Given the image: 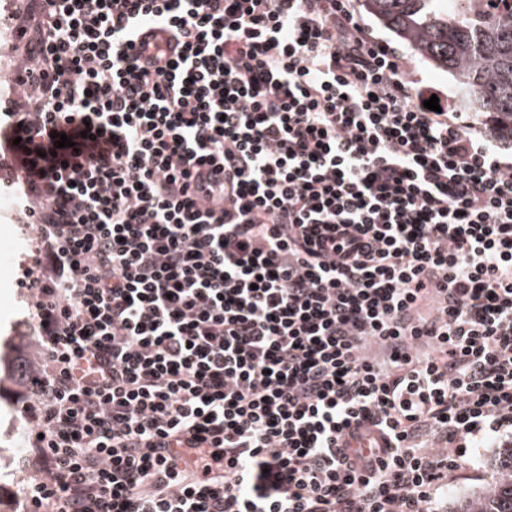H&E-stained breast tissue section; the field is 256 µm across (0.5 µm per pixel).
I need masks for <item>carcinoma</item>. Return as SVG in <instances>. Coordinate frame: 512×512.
<instances>
[{"instance_id": "cac0c4a2", "label": "carcinoma", "mask_w": 512, "mask_h": 512, "mask_svg": "<svg viewBox=\"0 0 512 512\" xmlns=\"http://www.w3.org/2000/svg\"><path fill=\"white\" fill-rule=\"evenodd\" d=\"M457 0H361L365 13L407 42L417 56L448 73L461 101L493 118L512 141V10ZM451 512H512V447L500 449V475Z\"/></svg>"}]
</instances>
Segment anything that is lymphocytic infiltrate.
I'll return each instance as SVG.
<instances>
[{"mask_svg": "<svg viewBox=\"0 0 512 512\" xmlns=\"http://www.w3.org/2000/svg\"><path fill=\"white\" fill-rule=\"evenodd\" d=\"M6 20L21 512H441L467 449L512 446V157L356 0Z\"/></svg>", "mask_w": 512, "mask_h": 512, "instance_id": "f902f5d3", "label": "lymphocytic infiltrate"}]
</instances>
